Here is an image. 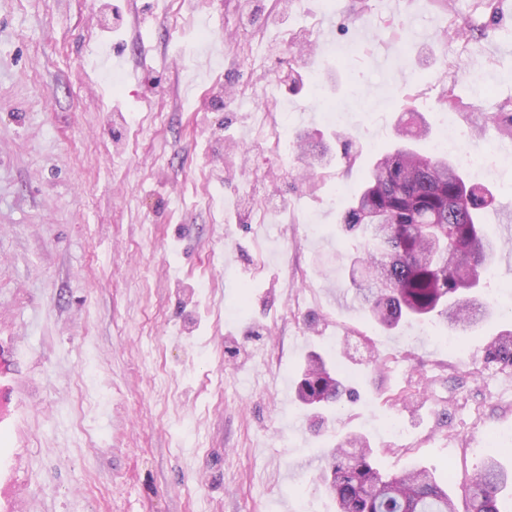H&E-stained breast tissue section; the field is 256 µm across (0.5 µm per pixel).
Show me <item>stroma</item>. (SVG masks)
<instances>
[{"label":"stroma","mask_w":512,"mask_h":512,"mask_svg":"<svg viewBox=\"0 0 512 512\" xmlns=\"http://www.w3.org/2000/svg\"><path fill=\"white\" fill-rule=\"evenodd\" d=\"M255 2L0 0V340L22 350L0 512H336L321 474L352 432L385 474L467 475L498 448L512 468V368L484 363L512 330V249L456 347L439 322L386 331L352 300L333 202L411 108L421 153L492 149L461 172L503 235L512 0ZM325 26L348 60L313 46ZM312 353L356 391L330 414L295 399ZM435 150L437 152L447 150L448 152H455L461 162L468 166L484 168L493 167L495 165V158L492 152L462 149L456 141H448V139L441 140L436 144Z\"/></svg>","instance_id":"1"}]
</instances>
